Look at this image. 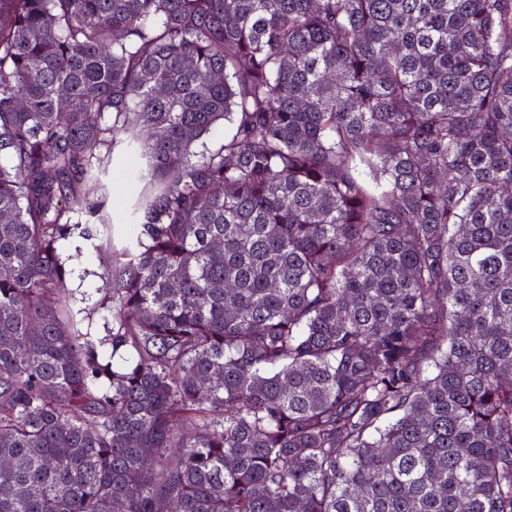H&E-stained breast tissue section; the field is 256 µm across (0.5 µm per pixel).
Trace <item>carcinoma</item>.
Wrapping results in <instances>:
<instances>
[{"label":"carcinoma","instance_id":"1","mask_svg":"<svg viewBox=\"0 0 512 512\" xmlns=\"http://www.w3.org/2000/svg\"><path fill=\"white\" fill-rule=\"evenodd\" d=\"M167 508L512 512V0H0V512ZM97 244V240L77 234L61 242V256L73 272L69 285L75 311H87L97 306L104 296L101 276L108 264V257L98 249Z\"/></svg>","mask_w":512,"mask_h":512}]
</instances>
